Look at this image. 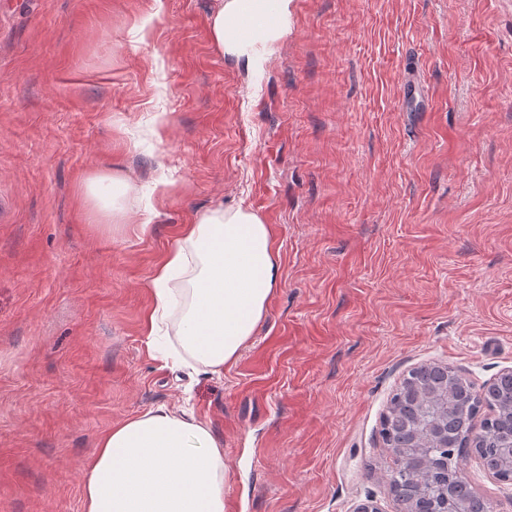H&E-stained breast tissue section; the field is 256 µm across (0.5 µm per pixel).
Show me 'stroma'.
Returning a JSON list of instances; mask_svg holds the SVG:
<instances>
[{
	"label": "stroma",
	"mask_w": 512,
	"mask_h": 512,
	"mask_svg": "<svg viewBox=\"0 0 512 512\" xmlns=\"http://www.w3.org/2000/svg\"><path fill=\"white\" fill-rule=\"evenodd\" d=\"M213 8L0 0V512H82L100 437L158 406L223 440L225 512H398L380 431L408 372L512 368V0H290L250 63ZM99 171L129 223H95ZM238 206L280 286L222 376L174 369L153 272Z\"/></svg>",
	"instance_id": "stroma-1"
}]
</instances>
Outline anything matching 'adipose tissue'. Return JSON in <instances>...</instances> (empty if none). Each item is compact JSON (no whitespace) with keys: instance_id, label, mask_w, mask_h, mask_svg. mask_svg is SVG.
<instances>
[{"instance_id":"1","label":"adipose tissue","mask_w":512,"mask_h":512,"mask_svg":"<svg viewBox=\"0 0 512 512\" xmlns=\"http://www.w3.org/2000/svg\"><path fill=\"white\" fill-rule=\"evenodd\" d=\"M281 281L279 251L254 212L214 208L184 225L152 277L148 340L180 311L175 338L222 375L263 319ZM228 470L211 427L160 406L101 436L84 473L83 512H224Z\"/></svg>"}]
</instances>
